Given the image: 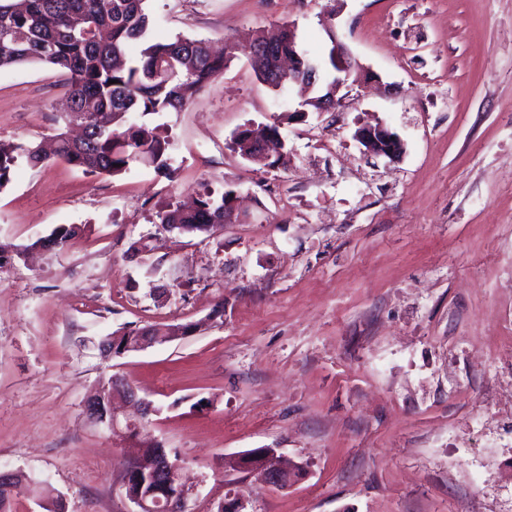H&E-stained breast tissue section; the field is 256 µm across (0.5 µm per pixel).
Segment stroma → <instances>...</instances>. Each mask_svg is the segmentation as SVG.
<instances>
[{
    "label": "stroma",
    "instance_id": "35a3bbf8",
    "mask_svg": "<svg viewBox=\"0 0 512 512\" xmlns=\"http://www.w3.org/2000/svg\"><path fill=\"white\" fill-rule=\"evenodd\" d=\"M147 0L152 36L236 45L179 112L151 116L173 176L91 175L19 160L0 189V470L63 496L67 512H131L123 450L179 457L189 512H512V0ZM294 23L327 59L334 24L383 88L350 83L332 112L296 115L249 63L247 33ZM64 76L0 69V142L59 126ZM397 134L371 158L366 125ZM278 126L288 155L231 147ZM234 190L242 222L193 235L155 213ZM60 225L64 248L16 256ZM195 335L118 357L100 341L146 325ZM118 375L156 407L136 438L85 413ZM272 448L302 474L281 489L240 469ZM355 137L364 147V152L375 157L397 161L404 152V144L399 136L380 125L362 127L356 132Z\"/></svg>",
    "mask_w": 512,
    "mask_h": 512
}]
</instances>
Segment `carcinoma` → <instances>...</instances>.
<instances>
[{"label":"carcinoma","mask_w":512,"mask_h":512,"mask_svg":"<svg viewBox=\"0 0 512 512\" xmlns=\"http://www.w3.org/2000/svg\"><path fill=\"white\" fill-rule=\"evenodd\" d=\"M146 0H0V69L23 64L57 68L68 75L69 110L61 115L52 154L41 146L0 143V188L23 157L32 164L63 160L86 173L116 176L134 162L170 169L172 143L158 126L134 122L160 112H180L224 72L236 47L215 55L205 41L177 37L155 40ZM141 41L139 55L128 54ZM82 116L90 131L74 139L66 128ZM232 194L205 191L194 206H169L158 224H222L224 201ZM29 493L45 512H62L59 498L17 477L0 488V512H12L14 499Z\"/></svg>","instance_id":"obj_1"}]
</instances>
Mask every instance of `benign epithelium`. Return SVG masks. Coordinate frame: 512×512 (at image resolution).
<instances>
[{"label": "benign epithelium", "instance_id": "benign-epithelium-1", "mask_svg": "<svg viewBox=\"0 0 512 512\" xmlns=\"http://www.w3.org/2000/svg\"><path fill=\"white\" fill-rule=\"evenodd\" d=\"M336 49L334 57L336 60L337 73L336 81L329 86L330 99H335V93L349 77L351 72H359L364 81L372 82L379 80V76L370 69L358 63L348 51L341 39L335 41ZM258 55L267 57L274 61L277 68L288 74V81L303 86L314 85L320 79L318 66L308 61L297 49L288 52V57L283 58L274 53L273 47L264 44L258 48ZM245 148L248 150L246 158L257 159L268 155L274 149L273 143L276 136L271 131H257L241 134ZM356 139L364 147V152L375 157H385L391 161L398 160L404 152V144L398 135L389 132L384 127H362L356 134ZM197 325L188 324L176 326L165 335H152L150 329L146 328L138 335L127 337L124 343H119V337H113L112 346L102 344L103 349H108L111 355L116 356L131 351L144 350L156 343L171 341L193 334ZM113 399L99 393L93 399L85 403L87 413L98 423L104 424V428L118 429V422L112 408ZM154 462L150 470L146 471L141 465H136L125 474L122 482L121 493L136 510L134 512H188L187 492L180 483L179 467L170 462L168 454L161 445L153 448ZM262 461L258 468L262 480L282 489L288 488L294 481V471L281 465L280 460L273 448H264L261 451ZM153 486V490L142 495L132 490V486Z\"/></svg>", "mask_w": 512, "mask_h": 512}]
</instances>
